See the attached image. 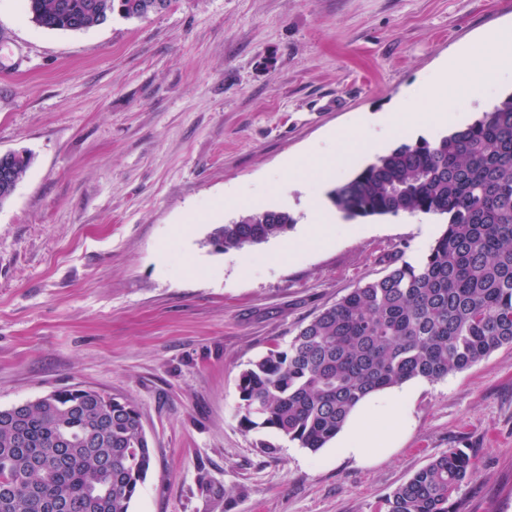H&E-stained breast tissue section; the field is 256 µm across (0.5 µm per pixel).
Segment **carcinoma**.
<instances>
[{"instance_id":"cac0c4a2","label":"carcinoma","mask_w":512,"mask_h":512,"mask_svg":"<svg viewBox=\"0 0 512 512\" xmlns=\"http://www.w3.org/2000/svg\"><path fill=\"white\" fill-rule=\"evenodd\" d=\"M33 22L84 31L114 14L140 20L143 0H25ZM347 218L437 217L445 229L418 264L403 262L324 309L285 349L239 377L241 425L316 452L373 390L438 381L512 345V94L472 123L376 157L330 192ZM286 211L214 226L210 243L240 250L288 232ZM152 451L130 401L78 388L0 409V512H130ZM474 457L450 448L384 500L386 512H455Z\"/></svg>"}]
</instances>
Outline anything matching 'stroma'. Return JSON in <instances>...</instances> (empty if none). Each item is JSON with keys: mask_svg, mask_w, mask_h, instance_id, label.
<instances>
[{"mask_svg": "<svg viewBox=\"0 0 512 512\" xmlns=\"http://www.w3.org/2000/svg\"><path fill=\"white\" fill-rule=\"evenodd\" d=\"M511 25L512 0H171L60 32L0 0V153L32 157L0 206V409L78 385L132 400L154 460L130 512H380L451 448L476 458L458 512H512L510 345L422 381L415 430L367 468L283 438L261 452L272 434L240 425L237 387L323 309L424 258L439 219H349L329 198L394 147L357 118L400 108L405 141L442 136L417 125L422 84ZM315 201L331 242L280 260ZM257 207L295 223L209 244Z\"/></svg>", "mask_w": 512, "mask_h": 512, "instance_id": "1", "label": "stroma"}]
</instances>
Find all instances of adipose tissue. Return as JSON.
Wrapping results in <instances>:
<instances>
[{
  "label": "adipose tissue",
  "mask_w": 512,
  "mask_h": 512,
  "mask_svg": "<svg viewBox=\"0 0 512 512\" xmlns=\"http://www.w3.org/2000/svg\"><path fill=\"white\" fill-rule=\"evenodd\" d=\"M512 80V27L486 36L480 49L460 46L448 64L437 70L428 84L427 102L433 107L424 120L433 125L458 123L447 102L459 88L483 102L489 89ZM417 388L404 383L367 395L351 412L336 436L337 457L369 466L394 454L400 439L414 425L413 400Z\"/></svg>",
  "instance_id": "1"
}]
</instances>
